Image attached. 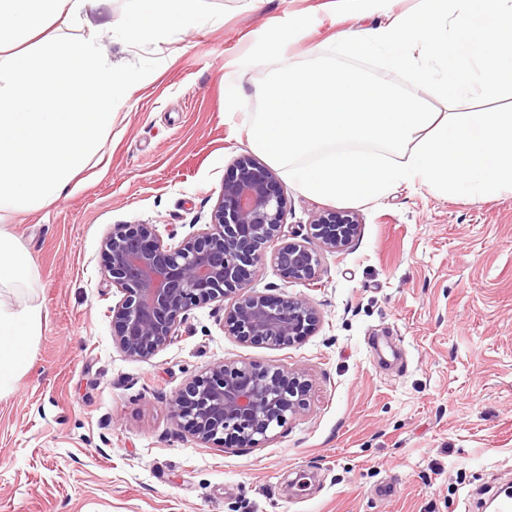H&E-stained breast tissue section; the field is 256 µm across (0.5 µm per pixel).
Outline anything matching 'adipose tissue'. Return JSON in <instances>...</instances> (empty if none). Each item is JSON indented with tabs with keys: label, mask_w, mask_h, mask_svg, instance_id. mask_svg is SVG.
Wrapping results in <instances>:
<instances>
[{
	"label": "adipose tissue",
	"mask_w": 512,
	"mask_h": 512,
	"mask_svg": "<svg viewBox=\"0 0 512 512\" xmlns=\"http://www.w3.org/2000/svg\"><path fill=\"white\" fill-rule=\"evenodd\" d=\"M112 0H0V47L42 32L52 18L83 25ZM199 20V0H135L126 39L162 41ZM132 78L104 56L95 37L44 42L38 54L0 56V211L41 208L66 199L72 180L96 158L112 130L115 101ZM37 269L32 252L0 231V398L31 364L43 313L22 294Z\"/></svg>",
	"instance_id": "adipose-tissue-1"
}]
</instances>
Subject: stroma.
I'll return each instance as SVG.
<instances>
[{
	"label": "stroma",
	"instance_id": "obj_1",
	"mask_svg": "<svg viewBox=\"0 0 512 512\" xmlns=\"http://www.w3.org/2000/svg\"><path fill=\"white\" fill-rule=\"evenodd\" d=\"M418 0H201L202 18L169 42L120 36L132 0H112L95 34L137 83L115 102L102 151L40 210L0 215L37 275L28 299L44 323L32 363L0 399V512H485L512 494V192L450 196L405 182L378 200L315 198L273 172L286 224L315 253L314 280L272 261L249 287L307 299L320 322L287 347L224 332L218 304L191 309L179 335L144 360L115 346L119 290L101 245L116 224L185 237L208 223L237 159L253 155L244 117L264 66L241 59L270 27L313 16L283 56L320 55L342 30L411 12ZM347 211L357 233L326 249L309 229ZM305 372L308 406L257 448H208L173 418L170 399L220 361ZM395 483L388 498L380 486Z\"/></svg>",
	"mask_w": 512,
	"mask_h": 512
}]
</instances>
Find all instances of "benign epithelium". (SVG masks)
Masks as SVG:
<instances>
[{
    "label": "benign epithelium",
    "mask_w": 512,
    "mask_h": 512,
    "mask_svg": "<svg viewBox=\"0 0 512 512\" xmlns=\"http://www.w3.org/2000/svg\"><path fill=\"white\" fill-rule=\"evenodd\" d=\"M287 202L274 173L250 157L237 161L210 222L177 246L154 224H115L102 247L103 268L121 299L112 306L115 343L129 358L146 359L167 346L187 311L236 299L224 308V330L244 343L289 346L311 335L319 322L303 298L272 299L247 287L243 266L262 261L265 244L282 240L272 260L284 278L312 281L317 256L286 229ZM327 248L353 238L348 214L327 212L311 224ZM301 370L283 371L220 362L195 377L170 400L175 420L215 448H255L306 406Z\"/></svg>",
    "instance_id": "benign-epithelium-1"
}]
</instances>
